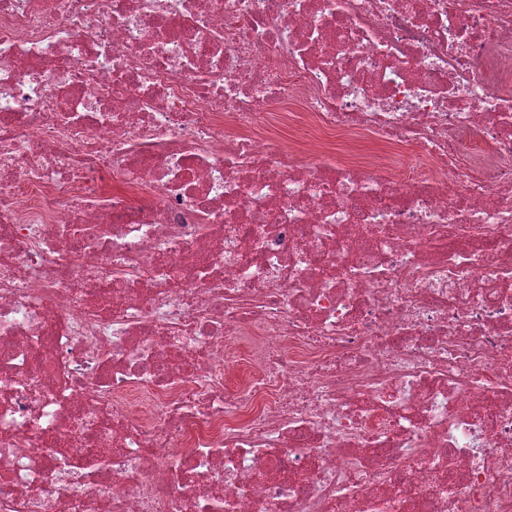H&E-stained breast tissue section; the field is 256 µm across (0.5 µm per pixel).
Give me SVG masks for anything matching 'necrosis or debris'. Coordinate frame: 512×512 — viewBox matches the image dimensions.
I'll list each match as a JSON object with an SVG mask.
<instances>
[{
  "label": "necrosis or debris",
  "mask_w": 512,
  "mask_h": 512,
  "mask_svg": "<svg viewBox=\"0 0 512 512\" xmlns=\"http://www.w3.org/2000/svg\"><path fill=\"white\" fill-rule=\"evenodd\" d=\"M0 512H512V0H0Z\"/></svg>",
  "instance_id": "4bbe7bcc"
}]
</instances>
